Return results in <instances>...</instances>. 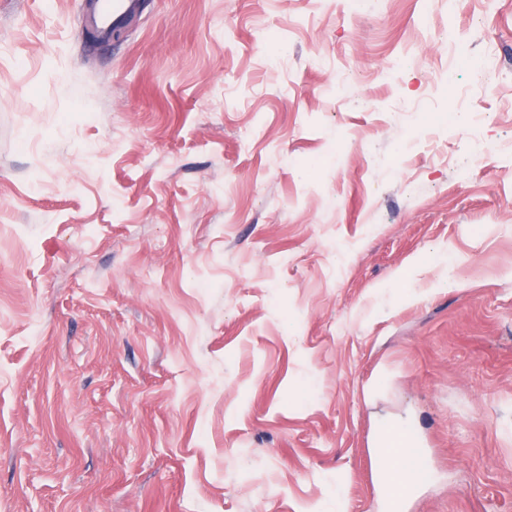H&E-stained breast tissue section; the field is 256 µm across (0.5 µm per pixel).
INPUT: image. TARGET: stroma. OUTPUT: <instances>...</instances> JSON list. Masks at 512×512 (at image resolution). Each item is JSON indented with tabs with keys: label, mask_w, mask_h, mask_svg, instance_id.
Wrapping results in <instances>:
<instances>
[{
	"label": "stroma",
	"mask_w": 512,
	"mask_h": 512,
	"mask_svg": "<svg viewBox=\"0 0 512 512\" xmlns=\"http://www.w3.org/2000/svg\"><path fill=\"white\" fill-rule=\"evenodd\" d=\"M90 12L0 0V512H512V0ZM93 5L97 28L106 36L110 28L126 20L138 8V0H97ZM387 446L392 448L393 457L397 458L396 468H392L383 479L389 502H393L402 489L416 485L425 475L423 448H415V441L408 429L396 426L391 429L386 439ZM395 448H403L398 453Z\"/></svg>",
	"instance_id": "obj_1"
}]
</instances>
